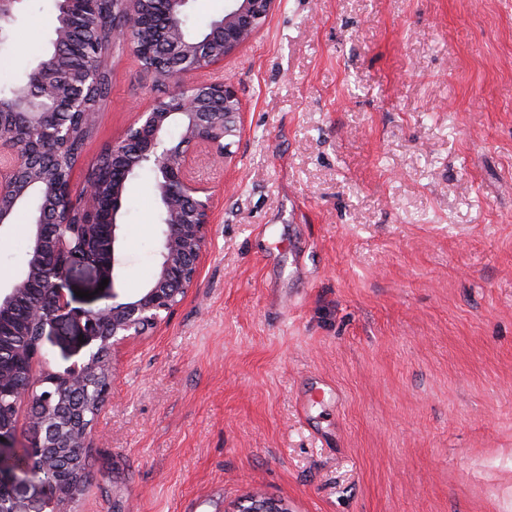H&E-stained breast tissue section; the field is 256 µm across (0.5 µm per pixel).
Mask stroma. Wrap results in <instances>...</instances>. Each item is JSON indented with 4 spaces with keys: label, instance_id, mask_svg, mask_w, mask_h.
I'll return each mask as SVG.
<instances>
[{
    "label": "stroma",
    "instance_id": "1",
    "mask_svg": "<svg viewBox=\"0 0 512 512\" xmlns=\"http://www.w3.org/2000/svg\"><path fill=\"white\" fill-rule=\"evenodd\" d=\"M53 0H20L0 73L25 78ZM73 174L165 89L124 47ZM193 81L232 84L242 131L197 280L110 354L93 477L62 512H512V0H277ZM153 175L122 210L120 299L157 270ZM27 216L0 235L22 269ZM69 303L107 300L75 267ZM70 318L35 370L88 353ZM248 505L239 506L234 512H288V508L278 500L253 495L245 500Z\"/></svg>",
    "mask_w": 512,
    "mask_h": 512
}]
</instances>
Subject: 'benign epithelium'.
Wrapping results in <instances>:
<instances>
[{"label":"benign epithelium","instance_id":"7a95c632","mask_svg":"<svg viewBox=\"0 0 512 512\" xmlns=\"http://www.w3.org/2000/svg\"><path fill=\"white\" fill-rule=\"evenodd\" d=\"M190 0H110L115 25L111 38L98 49L105 60L115 44L122 43L141 67L157 75L165 68L176 69L169 83L175 90L167 96L171 106L154 105L139 113L138 122L111 143L112 178L99 182L88 177L79 194H74L72 174L60 180L54 160L66 153L71 132L59 125H49L37 112L36 123L24 132L4 126L0 113V228L13 223L32 202L44 200L31 221L28 260L21 275L0 287V323L15 314L19 301L32 292L25 317L38 326L27 365L45 358V336L58 320L69 315L78 324L89 347L87 359L64 370L47 369L37 382L15 384L11 374L0 366V407L9 403L30 405L25 427L14 425L10 432L0 430V451L17 447L24 440L17 460V470L41 478L50 499L67 503L76 499L63 469L56 466L61 449L72 446L73 434L82 429V446L94 441V428L84 424L80 409H72L67 423L53 420L57 407L63 405L61 390L84 382L88 373L115 349L135 336H142L166 321L197 278L206 247L211 194L189 175L187 149L204 145L214 159L225 161L231 140L241 133V103L229 84L185 82V78L211 64L224 61L238 47L248 42L270 14L275 0H228L219 33L223 38L220 52L205 50L185 38L183 16ZM42 61L38 98L54 103L61 112L80 105L81 92L97 78V69L87 67L66 81L55 80ZM178 126L181 142L174 146L168 134ZM154 174L153 190L159 200L161 234L157 272L143 293L132 301L114 302L103 307L75 310L70 308L66 290L73 266L87 264L95 269L98 280H107L106 289L114 287L115 274L123 264L120 250L122 202L126 184L144 166ZM65 207L80 212L81 223L74 226L72 238L60 233L51 211ZM22 480L0 473V502L6 512H18ZM234 512H288L280 501L253 495L247 505Z\"/></svg>","mask_w":512,"mask_h":512}]
</instances>
